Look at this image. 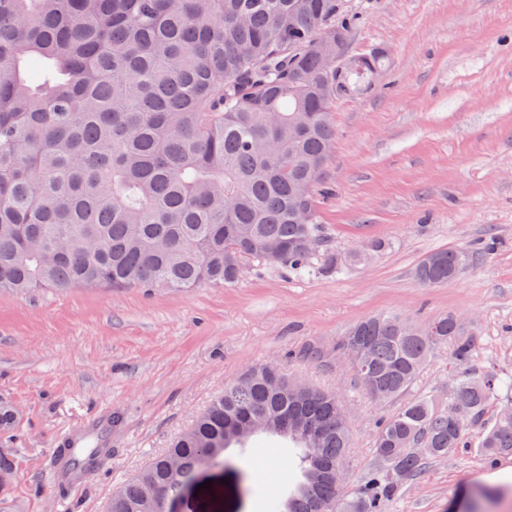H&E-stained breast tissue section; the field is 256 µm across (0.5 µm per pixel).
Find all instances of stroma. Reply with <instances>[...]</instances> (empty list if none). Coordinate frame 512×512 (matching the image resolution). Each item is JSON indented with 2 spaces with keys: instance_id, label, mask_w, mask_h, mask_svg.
Instances as JSON below:
<instances>
[{
  "instance_id": "stroma-1",
  "label": "stroma",
  "mask_w": 512,
  "mask_h": 512,
  "mask_svg": "<svg viewBox=\"0 0 512 512\" xmlns=\"http://www.w3.org/2000/svg\"><path fill=\"white\" fill-rule=\"evenodd\" d=\"M356 19L350 55L385 52L367 94L337 99L333 195L318 207V262L346 269L305 277L248 263L233 286L72 288L0 292V453L17 473L0 512H105L114 490L204 410L224 385L272 362L288 379L335 393L351 429L344 489L378 466L373 433L402 405L447 410L456 368L436 349L412 389L370 399L336 343L356 321L391 312L410 323L456 316L475 338L471 368L512 375V0H343ZM451 249L448 283L421 287L419 263ZM365 258L350 263L352 254ZM318 347L320 360L301 358ZM512 399L501 397L467 434L468 447L397 481L381 512H448L460 490L488 493L484 512H512V485L483 475L512 466L482 440ZM107 430L112 453L85 482L55 481V450ZM250 468L262 490L239 497L237 475L208 469L224 512H267L295 465L286 441L256 437Z\"/></svg>"
}]
</instances>
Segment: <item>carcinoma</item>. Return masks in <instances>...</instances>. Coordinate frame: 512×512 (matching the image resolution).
Segmentation results:
<instances>
[{"instance_id": "cac0c4a2", "label": "carcinoma", "mask_w": 512, "mask_h": 512, "mask_svg": "<svg viewBox=\"0 0 512 512\" xmlns=\"http://www.w3.org/2000/svg\"><path fill=\"white\" fill-rule=\"evenodd\" d=\"M342 0H0V290L79 286L182 290L232 286L250 260L299 277L316 270L318 204L336 100L374 88V55L324 72ZM311 216L303 223L299 212ZM423 260L419 284L455 278L460 253ZM459 370L450 405L425 398L380 423V465L347 498L320 468L339 469L350 429L336 397L296 390L270 364L224 386L172 443L112 493L106 512H160L207 456L243 474L245 448L266 433L292 445L300 478L286 480L269 512H380L394 478L466 447L470 422L512 392V376L471 372L473 337L443 315L418 328L393 315L365 318L336 345L376 400L411 389L434 350ZM512 452V414L482 441ZM93 447L66 470L92 467Z\"/></svg>"}]
</instances>
